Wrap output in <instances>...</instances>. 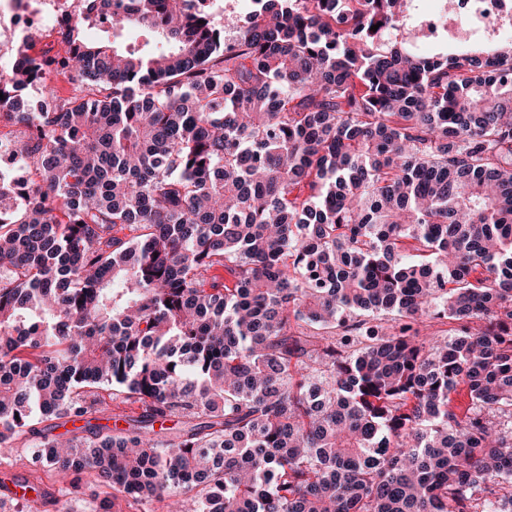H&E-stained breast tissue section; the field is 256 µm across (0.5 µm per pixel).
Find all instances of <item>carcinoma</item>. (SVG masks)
<instances>
[{
    "label": "carcinoma",
    "instance_id": "1",
    "mask_svg": "<svg viewBox=\"0 0 512 512\" xmlns=\"http://www.w3.org/2000/svg\"><path fill=\"white\" fill-rule=\"evenodd\" d=\"M210 2L79 0L68 56L0 75L38 198L0 181V459L33 438L104 512H512V39L422 54L410 0H251L229 38Z\"/></svg>",
    "mask_w": 512,
    "mask_h": 512
}]
</instances>
